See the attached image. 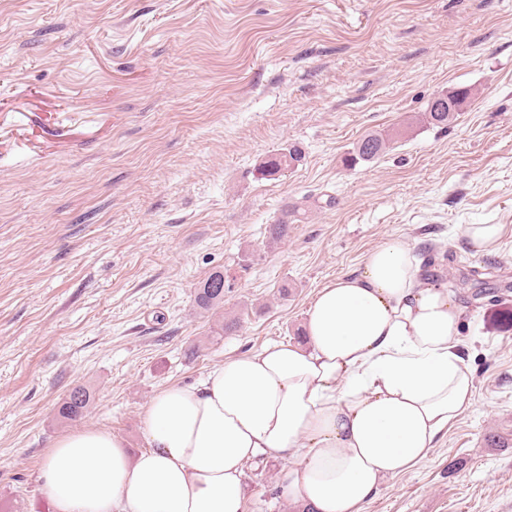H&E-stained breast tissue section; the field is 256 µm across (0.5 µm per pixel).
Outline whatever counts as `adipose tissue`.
Instances as JSON below:
<instances>
[{"instance_id": "1", "label": "adipose tissue", "mask_w": 512, "mask_h": 512, "mask_svg": "<svg viewBox=\"0 0 512 512\" xmlns=\"http://www.w3.org/2000/svg\"><path fill=\"white\" fill-rule=\"evenodd\" d=\"M461 316L408 245L385 241L318 291L304 343L156 393L138 454L105 428L57 438L40 473L52 512H245V466L267 454L289 460L281 493L307 512H363L472 408Z\"/></svg>"}]
</instances>
